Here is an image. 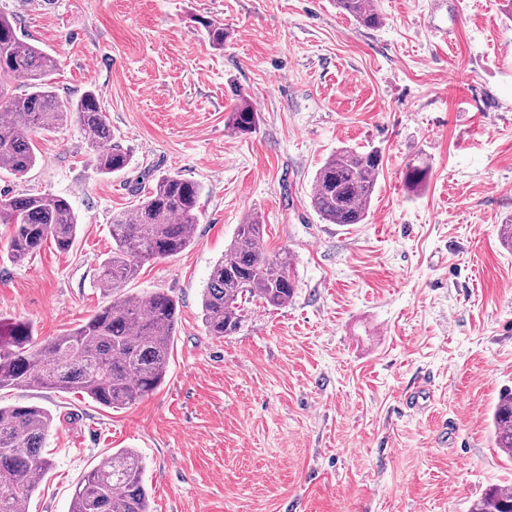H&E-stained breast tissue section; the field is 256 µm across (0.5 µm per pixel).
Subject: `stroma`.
Returning <instances> with one entry per match:
<instances>
[{
  "instance_id": "obj_1",
  "label": "stroma",
  "mask_w": 512,
  "mask_h": 512,
  "mask_svg": "<svg viewBox=\"0 0 512 512\" xmlns=\"http://www.w3.org/2000/svg\"><path fill=\"white\" fill-rule=\"evenodd\" d=\"M376 0L360 26L334 0H0L54 55L61 96L96 90L130 163L100 173L76 124L36 139V165L0 192L66 198L69 251L22 261L0 225V319L42 343L111 296L98 286L113 213L162 175L202 185L193 243L142 265L124 291L178 303L166 380L123 409L41 387L0 404L54 418L53 467L29 512H69L78 483L120 449L139 453L151 512H468L512 460L489 426L512 388V14L505 0ZM223 23L213 48L200 25ZM456 30L439 47L431 26ZM260 122L227 129L238 95ZM382 152L364 223H325L312 180L338 148ZM429 167L404 186L414 159ZM289 251L296 290L207 336L201 297L238 224ZM420 386L432 399L405 410ZM429 178V168L426 165H416L409 163L406 165L404 173V184L409 192L417 193L427 184Z\"/></svg>"
}]
</instances>
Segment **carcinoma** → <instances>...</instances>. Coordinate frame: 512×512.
Returning a JSON list of instances; mask_svg holds the SVG:
<instances>
[{
    "mask_svg": "<svg viewBox=\"0 0 512 512\" xmlns=\"http://www.w3.org/2000/svg\"><path fill=\"white\" fill-rule=\"evenodd\" d=\"M336 8L359 25L375 28L381 16L371 0H336ZM212 45L224 47V25L204 21ZM0 169L14 175L36 164L34 137L77 123L102 173L124 170L127 152L112 145V130L99 94L84 92L63 98L52 84L57 59L22 40L14 22L0 14ZM26 80L16 93L10 83ZM259 114L245 96L228 117L235 134L256 129ZM381 151L342 147L317 171L311 203L329 224H361L375 191ZM429 168L409 163L404 173L408 191L427 184ZM202 186L177 175L158 178L131 208L112 216V256L101 266L100 288L112 302L85 323L43 344L33 340L24 323L0 321V389L39 386L81 394L106 408L129 406L156 391L165 381L177 302L163 292L145 297L125 295V284L147 261L175 256L192 243L198 223ZM0 224L9 237L7 254L21 260L51 241L60 250L75 240L78 222L69 202L59 196L0 194ZM295 282L288 252L270 253L264 225L251 218L236 231L214 265L202 294V322L207 335L221 338L236 332L249 305L280 308L293 298ZM53 424L51 413L38 406L0 405V512H28L30 499L52 466L43 445ZM497 448L512 457V389L500 393L491 414ZM70 512H150L138 453L117 451L92 469L72 497ZM468 512H512V491L490 487Z\"/></svg>",
    "mask_w": 512,
    "mask_h": 512,
    "instance_id": "obj_1",
    "label": "carcinoma"
}]
</instances>
